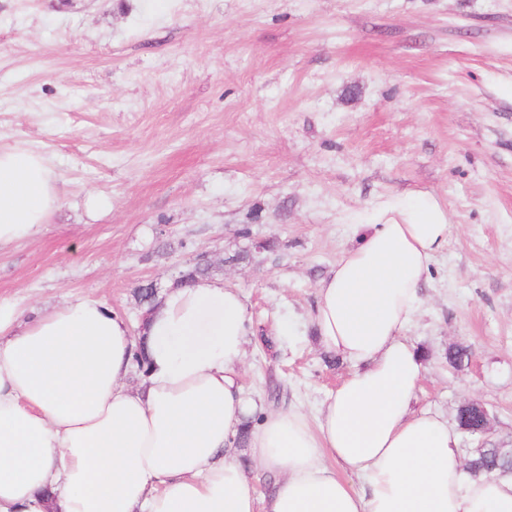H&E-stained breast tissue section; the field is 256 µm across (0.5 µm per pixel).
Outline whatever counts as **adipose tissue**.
I'll return each mask as SVG.
<instances>
[{"label":"adipose tissue","mask_w":512,"mask_h":512,"mask_svg":"<svg viewBox=\"0 0 512 512\" xmlns=\"http://www.w3.org/2000/svg\"><path fill=\"white\" fill-rule=\"evenodd\" d=\"M60 202L40 152L0 148V247L38 236ZM352 230L312 322L353 370L317 423L291 407L255 424L252 464L279 476L261 498L235 450L257 407L240 385L241 292L210 278L172 287L139 341L94 298L31 317L0 302V512H512V478H472L457 430L412 408L423 357L404 333L448 244L447 207L397 196Z\"/></svg>","instance_id":"ef3b65f1"}]
</instances>
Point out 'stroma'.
I'll use <instances>...</instances> for the list:
<instances>
[{"instance_id": "35a3bbf8", "label": "stroma", "mask_w": 512, "mask_h": 512, "mask_svg": "<svg viewBox=\"0 0 512 512\" xmlns=\"http://www.w3.org/2000/svg\"><path fill=\"white\" fill-rule=\"evenodd\" d=\"M33 147L62 206L0 248V300H102L207 256L249 315L245 394L315 416L351 372L313 334L315 289L383 198L448 206L408 339L414 409L486 403L512 448V0H0V148ZM276 252L230 257L237 234ZM473 350L462 372L450 344Z\"/></svg>"}]
</instances>
